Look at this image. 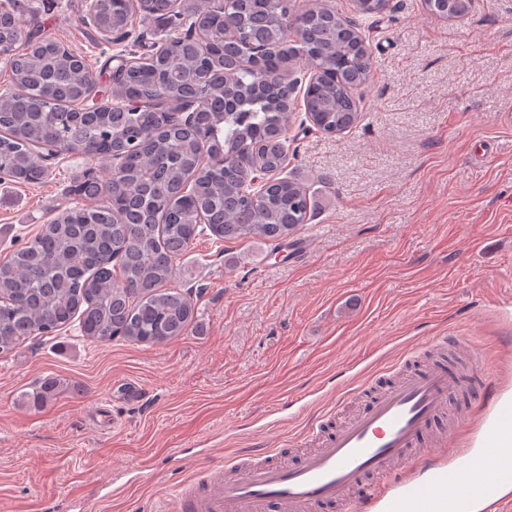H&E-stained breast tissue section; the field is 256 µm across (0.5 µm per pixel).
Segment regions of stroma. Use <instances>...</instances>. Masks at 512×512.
<instances>
[{"instance_id":"stroma-1","label":"stroma","mask_w":512,"mask_h":512,"mask_svg":"<svg viewBox=\"0 0 512 512\" xmlns=\"http://www.w3.org/2000/svg\"><path fill=\"white\" fill-rule=\"evenodd\" d=\"M87 2L25 0L22 21L83 56L101 92L112 56L169 23L139 11L109 42ZM326 2L357 22L372 68L353 126L327 134L293 112L284 173L310 197L303 260L277 242L203 239L173 282L196 301L183 336L100 344L70 326L0 354V512L83 496L97 512H159L175 486L258 447L297 462L290 438L317 414L334 427L358 413L364 400L336 403L353 364L395 341L472 336L484 349L492 376L469 373L456 447L477 432L480 389L512 391V0H477L461 21L423 0L372 18ZM87 166L66 153L38 183L0 178V259L75 202ZM49 379L57 391L37 404Z\"/></svg>"}]
</instances>
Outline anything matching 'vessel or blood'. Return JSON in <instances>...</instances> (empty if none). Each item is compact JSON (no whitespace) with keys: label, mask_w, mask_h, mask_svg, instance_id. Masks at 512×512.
Returning <instances> with one entry per match:
<instances>
[{"label":"vessel or blood","mask_w":512,"mask_h":512,"mask_svg":"<svg viewBox=\"0 0 512 512\" xmlns=\"http://www.w3.org/2000/svg\"><path fill=\"white\" fill-rule=\"evenodd\" d=\"M368 408L325 437L294 465L232 460L206 479L180 485L172 512H313L329 502L342 512H512V450L489 436L484 447L439 452L450 444L433 429L449 414L461 381L447 368L392 369Z\"/></svg>","instance_id":"b4317fda"}]
</instances>
